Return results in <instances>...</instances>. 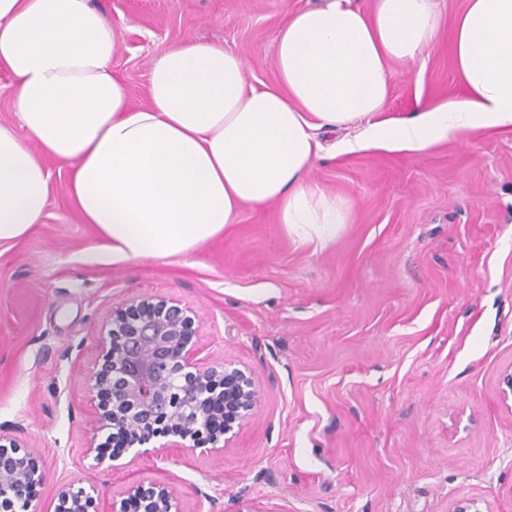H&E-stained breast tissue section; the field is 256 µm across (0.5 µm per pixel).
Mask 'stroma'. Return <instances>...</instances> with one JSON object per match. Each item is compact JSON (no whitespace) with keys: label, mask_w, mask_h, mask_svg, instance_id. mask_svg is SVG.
<instances>
[{"label":"stroma","mask_w":512,"mask_h":512,"mask_svg":"<svg viewBox=\"0 0 512 512\" xmlns=\"http://www.w3.org/2000/svg\"><path fill=\"white\" fill-rule=\"evenodd\" d=\"M120 32L115 78L147 102L168 45H224L250 84L276 81L288 12L319 0H90ZM441 0L420 65L393 60L387 118L462 97L455 20ZM320 133L308 173L344 204L322 249L297 240L272 205L183 256L113 261L53 158L47 216L0 245V432L45 474L29 512H53L62 485L102 508L142 478L167 483L180 512H448L463 495L512 512V128L474 129L421 155L346 153ZM146 297L190 308L203 364L252 373L258 398L225 453L168 448L128 465L96 463L104 443L91 387L113 308Z\"/></svg>","instance_id":"obj_1"}]
</instances>
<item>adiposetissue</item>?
I'll return each instance as SVG.
<instances>
[{
    "label": "adipose tissue",
    "mask_w": 512,
    "mask_h": 512,
    "mask_svg": "<svg viewBox=\"0 0 512 512\" xmlns=\"http://www.w3.org/2000/svg\"><path fill=\"white\" fill-rule=\"evenodd\" d=\"M439 20L436 0H375L370 12L324 0L290 14L277 84L249 85L238 53L186 41L159 54L136 106L111 71L120 35L89 0H0L16 117L0 123V244L43 223L47 154L70 166L80 215L117 262L188 254L246 204H278L293 236L327 245L348 210L306 179L318 132L357 125L347 151L424 153L512 127V0H468L456 21L464 98L383 118L389 60L417 61Z\"/></svg>",
    "instance_id": "obj_1"
}]
</instances>
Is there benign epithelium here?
Here are the masks:
<instances>
[{"label": "benign epithelium", "instance_id": "7a95c632", "mask_svg": "<svg viewBox=\"0 0 512 512\" xmlns=\"http://www.w3.org/2000/svg\"><path fill=\"white\" fill-rule=\"evenodd\" d=\"M101 363L93 387L108 395L99 406L101 429L138 458L151 451L181 448L195 452L230 447L236 430L252 415L258 387L251 373L230 364L203 367L197 358L195 314L179 303L143 298L112 311L103 326ZM173 443L147 448L158 437ZM191 439L193 444L183 441ZM44 474L10 436L0 433V512H28ZM54 512H102L97 498L83 488H60ZM109 512H179L173 490L143 479L112 500ZM449 512H494L476 496H462Z\"/></svg>", "mask_w": 512, "mask_h": 512}]
</instances>
